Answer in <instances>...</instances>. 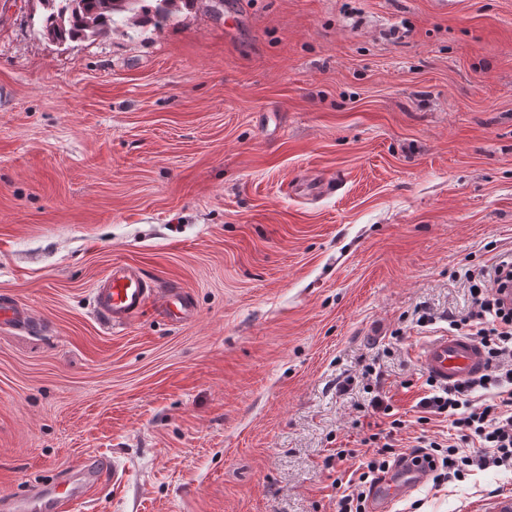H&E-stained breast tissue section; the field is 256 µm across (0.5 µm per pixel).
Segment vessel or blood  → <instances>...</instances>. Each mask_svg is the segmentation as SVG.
<instances>
[{
    "label": "vessel or blood",
    "mask_w": 512,
    "mask_h": 512,
    "mask_svg": "<svg viewBox=\"0 0 512 512\" xmlns=\"http://www.w3.org/2000/svg\"><path fill=\"white\" fill-rule=\"evenodd\" d=\"M159 299L162 312L182 322L193 318L194 308L179 288L157 292L154 283L140 271L127 266L113 267L96 287L100 318L120 328L144 311L152 299ZM420 369L436 384H463L488 372L489 356L473 337L444 333L423 342L417 349ZM428 468L414 464L396 467L374 489L372 512H390L392 505L427 483Z\"/></svg>",
    "instance_id": "1"
}]
</instances>
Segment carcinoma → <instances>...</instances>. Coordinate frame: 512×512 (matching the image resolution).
I'll return each mask as SVG.
<instances>
[{
  "instance_id": "carcinoma-1",
  "label": "carcinoma",
  "mask_w": 512,
  "mask_h": 512,
  "mask_svg": "<svg viewBox=\"0 0 512 512\" xmlns=\"http://www.w3.org/2000/svg\"><path fill=\"white\" fill-rule=\"evenodd\" d=\"M196 0H39L41 32L59 44L92 38L120 24H151L170 20L177 3Z\"/></svg>"
}]
</instances>
